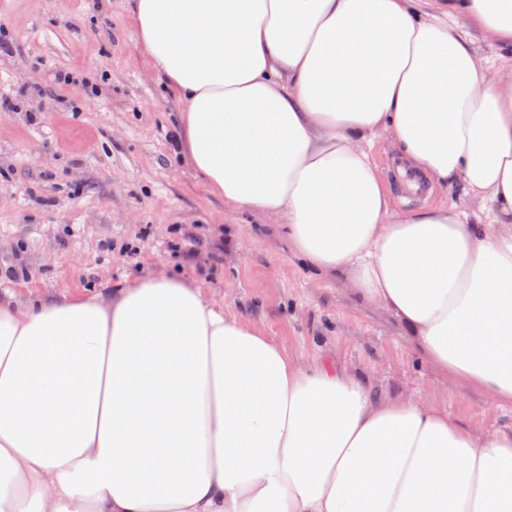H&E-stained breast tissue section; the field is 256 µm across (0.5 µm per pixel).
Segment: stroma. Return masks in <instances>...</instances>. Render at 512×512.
Masks as SVG:
<instances>
[{
  "label": "stroma",
  "mask_w": 512,
  "mask_h": 512,
  "mask_svg": "<svg viewBox=\"0 0 512 512\" xmlns=\"http://www.w3.org/2000/svg\"><path fill=\"white\" fill-rule=\"evenodd\" d=\"M0 297L79 296L178 270L295 360L422 397L476 429L512 406L427 365L394 318L294 254L279 226L207 195L174 160L181 104L128 0H0ZM70 74L62 82L61 74ZM27 276L6 278L14 267Z\"/></svg>",
  "instance_id": "obj_1"
}]
</instances>
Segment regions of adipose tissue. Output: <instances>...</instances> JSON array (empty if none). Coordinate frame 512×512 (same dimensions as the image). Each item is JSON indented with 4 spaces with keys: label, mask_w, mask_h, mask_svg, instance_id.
<instances>
[{
    "label": "adipose tissue",
    "mask_w": 512,
    "mask_h": 512,
    "mask_svg": "<svg viewBox=\"0 0 512 512\" xmlns=\"http://www.w3.org/2000/svg\"><path fill=\"white\" fill-rule=\"evenodd\" d=\"M206 191L512 405V0H129ZM484 217L397 210L372 149ZM0 512H512V427L305 366L178 273L0 299ZM461 29L465 32L471 47L482 57H490L495 60L496 68L500 63H504L512 68V51L510 55L499 51L497 48L489 45L483 38L480 30L473 26L462 25Z\"/></svg>",
    "instance_id": "1"
}]
</instances>
